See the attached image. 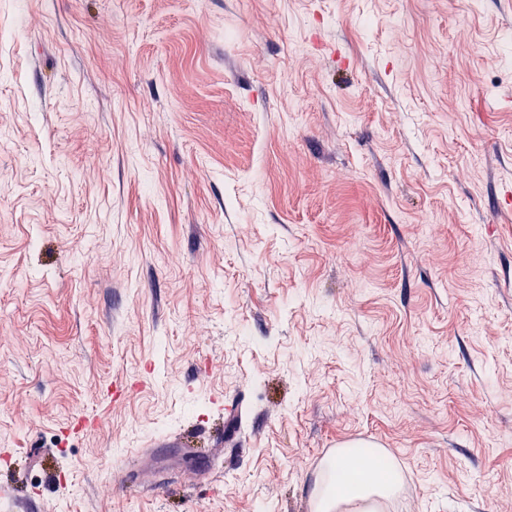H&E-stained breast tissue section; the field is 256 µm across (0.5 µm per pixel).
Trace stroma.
I'll return each mask as SVG.
<instances>
[{
	"label": "stroma",
	"mask_w": 512,
	"mask_h": 512,
	"mask_svg": "<svg viewBox=\"0 0 512 512\" xmlns=\"http://www.w3.org/2000/svg\"><path fill=\"white\" fill-rule=\"evenodd\" d=\"M511 195L512 0H0V512H503ZM361 442L348 443L325 464L313 487L318 512H383L384 504L394 495L400 482L398 468L385 462L376 469L372 462L379 453L360 452L354 448H371ZM360 459L365 479L352 482L345 478L348 459Z\"/></svg>",
	"instance_id": "35a3bbf8"
}]
</instances>
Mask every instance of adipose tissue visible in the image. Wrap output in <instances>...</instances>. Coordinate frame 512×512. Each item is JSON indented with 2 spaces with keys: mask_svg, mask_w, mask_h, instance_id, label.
Wrapping results in <instances>:
<instances>
[{
  "mask_svg": "<svg viewBox=\"0 0 512 512\" xmlns=\"http://www.w3.org/2000/svg\"><path fill=\"white\" fill-rule=\"evenodd\" d=\"M354 458L365 473L364 479L356 482L344 475L347 460ZM375 459V453L357 451L350 443L331 456L313 487L318 512H383L384 504L401 482V475L388 462L375 467Z\"/></svg>",
  "mask_w": 512,
  "mask_h": 512,
  "instance_id": "1",
  "label": "adipose tissue"
}]
</instances>
